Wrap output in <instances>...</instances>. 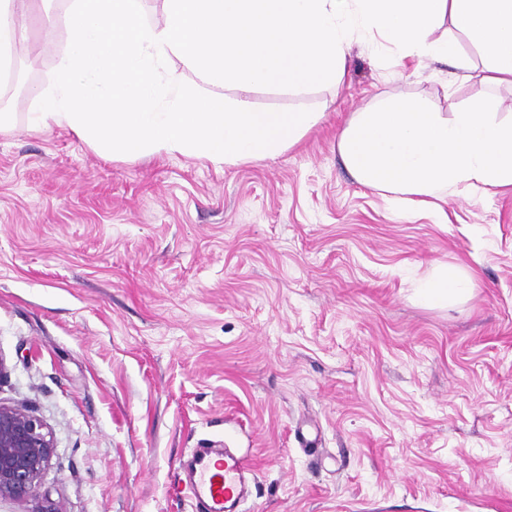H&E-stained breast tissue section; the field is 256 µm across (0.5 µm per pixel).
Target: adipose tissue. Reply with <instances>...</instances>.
Returning a JSON list of instances; mask_svg holds the SVG:
<instances>
[{
  "mask_svg": "<svg viewBox=\"0 0 512 512\" xmlns=\"http://www.w3.org/2000/svg\"><path fill=\"white\" fill-rule=\"evenodd\" d=\"M24 0H0V67H8L26 29L17 14ZM338 150L361 184L407 196L429 206L439 190L458 186H512V119L476 103L467 112H434L420 101H405L355 113L343 130ZM470 277L442 268L420 285L432 306L469 292Z\"/></svg>",
  "mask_w": 512,
  "mask_h": 512,
  "instance_id": "1",
  "label": "adipose tissue"
}]
</instances>
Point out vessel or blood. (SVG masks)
Segmentation results:
<instances>
[{
    "instance_id": "1",
    "label": "vessel or blood",
    "mask_w": 512,
    "mask_h": 512,
    "mask_svg": "<svg viewBox=\"0 0 512 512\" xmlns=\"http://www.w3.org/2000/svg\"><path fill=\"white\" fill-rule=\"evenodd\" d=\"M245 460L228 454L214 458L211 451L199 449L187 470V485L201 512H229L239 501Z\"/></svg>"
}]
</instances>
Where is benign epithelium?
<instances>
[{
  "label": "benign epithelium",
  "mask_w": 512,
  "mask_h": 512,
  "mask_svg": "<svg viewBox=\"0 0 512 512\" xmlns=\"http://www.w3.org/2000/svg\"><path fill=\"white\" fill-rule=\"evenodd\" d=\"M53 454L52 432L40 418L0 403V499L35 497Z\"/></svg>",
  "instance_id": "benign-epithelium-1"
}]
</instances>
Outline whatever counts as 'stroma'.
Listing matches in <instances>:
<instances>
[{
  "label": "stroma",
  "instance_id": "35a3bbf8",
  "mask_svg": "<svg viewBox=\"0 0 512 512\" xmlns=\"http://www.w3.org/2000/svg\"><path fill=\"white\" fill-rule=\"evenodd\" d=\"M16 74L47 85L62 0H28ZM458 59H399L349 36L336 85L258 86L260 110L318 123L273 157L112 159L35 130L0 82V403L55 453L38 496L63 512H196L182 463L229 448L254 470L237 512H512V187L402 209L338 151L393 98L512 113V85L450 18ZM466 68H458V60ZM472 292L418 297L438 267Z\"/></svg>",
  "mask_w": 512,
  "mask_h": 512
}]
</instances>
